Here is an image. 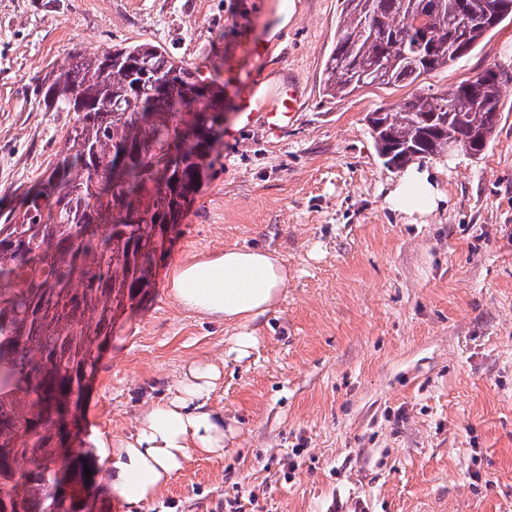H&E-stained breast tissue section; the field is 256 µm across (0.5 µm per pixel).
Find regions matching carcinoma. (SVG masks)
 <instances>
[{"instance_id": "1", "label": "carcinoma", "mask_w": 512, "mask_h": 512, "mask_svg": "<svg viewBox=\"0 0 512 512\" xmlns=\"http://www.w3.org/2000/svg\"><path fill=\"white\" fill-rule=\"evenodd\" d=\"M474 18L448 0H343L324 91L414 85L448 67L456 45L512 21V0ZM164 82L158 91V82ZM512 73L473 78L366 119L387 166L488 147ZM74 113L61 156L21 208L0 211V512H92L63 487L85 486L91 463L60 452L58 424L79 396L117 316L156 286L158 263L213 149L224 80L155 45L78 51L44 93ZM123 167L112 176V162Z\"/></svg>"}]
</instances>
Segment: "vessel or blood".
Masks as SVG:
<instances>
[{
  "mask_svg": "<svg viewBox=\"0 0 512 512\" xmlns=\"http://www.w3.org/2000/svg\"><path fill=\"white\" fill-rule=\"evenodd\" d=\"M232 93L239 112L261 116L271 132H279L295 116L297 94L293 84L267 85L253 74L234 79Z\"/></svg>",
  "mask_w": 512,
  "mask_h": 512,
  "instance_id": "obj_1",
  "label": "vessel or blood"
}]
</instances>
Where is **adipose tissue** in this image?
Listing matches in <instances>:
<instances>
[{
    "mask_svg": "<svg viewBox=\"0 0 512 512\" xmlns=\"http://www.w3.org/2000/svg\"><path fill=\"white\" fill-rule=\"evenodd\" d=\"M444 196L429 169L413 166L388 194L391 208L407 216L436 210ZM288 286V267L273 250L254 245L179 263L169 283L175 300L189 311L238 326L232 351L248 357L257 345L250 328L274 310ZM221 377L217 364L191 363L174 392L152 401L134 435L96 438L102 484L120 498L126 512H142L192 455L223 457L234 436L223 411L211 405Z\"/></svg>",
    "mask_w": 512,
    "mask_h": 512,
    "instance_id": "adipose-tissue-1",
    "label": "adipose tissue"
}]
</instances>
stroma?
I'll list each match as a JSON object with an SVG mask.
<instances>
[{"mask_svg": "<svg viewBox=\"0 0 512 512\" xmlns=\"http://www.w3.org/2000/svg\"><path fill=\"white\" fill-rule=\"evenodd\" d=\"M341 0H0V209L56 163L72 125L47 111L41 81L75 50L149 42L209 73L241 75L242 47L274 41L259 73L294 83L302 110L281 135L224 102L158 284L115 321L80 396L79 450L134 433L143 408L204 360L211 400L236 430L223 457L193 456L143 512H512V84L483 155L418 159L444 206L409 220L386 196L401 175L365 117L406 87L327 97L323 70ZM512 72V22L424 79L443 90L490 64ZM262 245L288 287L252 328L171 297L174 267Z\"/></svg>", "mask_w": 512, "mask_h": 512, "instance_id": "1", "label": "stroma"}]
</instances>
